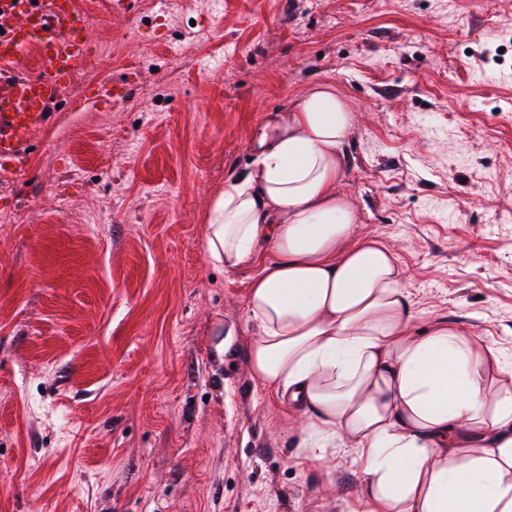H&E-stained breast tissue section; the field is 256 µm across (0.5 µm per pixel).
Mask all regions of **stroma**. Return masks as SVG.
Segmentation results:
<instances>
[{"label":"stroma","instance_id":"1","mask_svg":"<svg viewBox=\"0 0 512 512\" xmlns=\"http://www.w3.org/2000/svg\"><path fill=\"white\" fill-rule=\"evenodd\" d=\"M75 0L94 60L0 183V512H354L250 375L256 265L210 264L213 194L318 85L354 115L338 189L420 326L512 362V0ZM110 80L126 95L95 103ZM233 329L217 351L218 328Z\"/></svg>","mask_w":512,"mask_h":512}]
</instances>
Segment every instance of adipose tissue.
Here are the masks:
<instances>
[{
    "mask_svg": "<svg viewBox=\"0 0 512 512\" xmlns=\"http://www.w3.org/2000/svg\"><path fill=\"white\" fill-rule=\"evenodd\" d=\"M353 115L317 86L273 115L204 221L210 263L254 277L253 378L287 390L302 444L353 448L357 512H512V366L445 319L420 328L393 249L337 190Z\"/></svg>",
    "mask_w": 512,
    "mask_h": 512,
    "instance_id": "adipose-tissue-1",
    "label": "adipose tissue"
}]
</instances>
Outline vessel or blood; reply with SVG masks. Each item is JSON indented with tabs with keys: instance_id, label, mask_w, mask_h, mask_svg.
I'll return each instance as SVG.
<instances>
[{
	"instance_id": "1",
	"label": "vessel or blood",
	"mask_w": 512,
	"mask_h": 512,
	"mask_svg": "<svg viewBox=\"0 0 512 512\" xmlns=\"http://www.w3.org/2000/svg\"><path fill=\"white\" fill-rule=\"evenodd\" d=\"M0 0V173L17 175L31 132L45 125L47 106L62 82L92 63L89 42L70 0H41L36 11ZM36 53L38 75L15 72L17 59Z\"/></svg>"
}]
</instances>
